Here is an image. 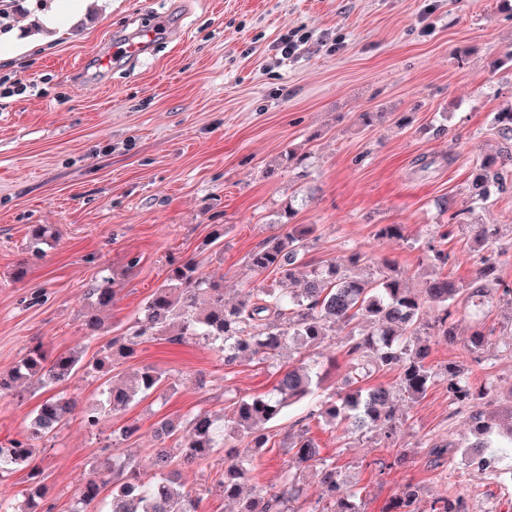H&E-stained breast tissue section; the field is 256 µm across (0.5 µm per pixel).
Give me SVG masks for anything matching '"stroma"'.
<instances>
[{
	"label": "stroma",
	"mask_w": 512,
	"mask_h": 512,
	"mask_svg": "<svg viewBox=\"0 0 512 512\" xmlns=\"http://www.w3.org/2000/svg\"><path fill=\"white\" fill-rule=\"evenodd\" d=\"M86 2L71 14L67 0H0V32L14 36L0 54V80L30 84L0 99V372L36 344L52 355L78 348L92 360L140 316L174 258L194 260L203 276L223 282L230 302L252 288L280 287L279 274H255L247 259L288 232L281 213L289 202L294 224L316 228L310 265L344 266L358 252L371 267L390 265L417 292L437 268L469 279L474 229L486 224L501 232L497 274L512 284V191L464 224L449 219L465 206L473 163L500 147L492 113L512 102V66L504 62L512 12L500 0ZM155 17L169 31L150 54L129 67L101 65L113 41ZM294 30L308 41L282 58L277 40ZM362 112L386 118L366 126ZM290 150L303 155L301 166L288 164ZM422 155L435 160L425 171L414 164ZM448 155L454 163H445ZM35 224L54 229L37 253L29 246ZM386 224L403 225V238L380 237ZM437 248L448 255L445 266L434 264ZM105 273L115 299L104 336L90 344L80 319ZM477 330L488 342L474 357L461 342ZM458 333L459 343H433V363L462 367L473 387L511 395L512 307L460 313ZM344 339L340 330L324 349L228 365L208 342L155 336L110 375L80 371L57 387L78 410L37 444L51 512H72L96 461H128L151 479L158 420L231 414L238 399L272 392L287 363L320 362L321 395L339 391L349 370ZM147 365L165 372L164 384L87 429L81 409L98 401L108 377L129 379ZM47 395L27 383L0 395V446L28 435ZM312 408L302 401L267 425L250 484L281 483L288 432ZM400 410L404 423L389 439L373 428L345 440L310 423L322 457L335 460L347 488L360 490V512H383L408 483L419 489L418 512H430L443 494L464 497L467 512H512V458L483 475L462 451L452 465L431 464L427 442L466 423L445 383L403 399ZM129 424L138 431L122 439ZM226 459L221 448L178 469L200 512L234 510L217 487Z\"/></svg>",
	"instance_id": "stroma-1"
}]
</instances>
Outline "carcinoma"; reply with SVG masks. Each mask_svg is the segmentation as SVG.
<instances>
[{"instance_id":"1","label":"carcinoma","mask_w":512,"mask_h":512,"mask_svg":"<svg viewBox=\"0 0 512 512\" xmlns=\"http://www.w3.org/2000/svg\"><path fill=\"white\" fill-rule=\"evenodd\" d=\"M491 126L503 141V149L473 164L468 183L470 206L453 212V220H462L463 215L512 189V103L493 113ZM314 232L311 226L294 227L269 238L249 254V267L254 272L271 270L284 281L295 280L300 269H306L302 288L293 292L284 288H255L244 299L229 303L224 299L223 285L203 276L194 261H172L166 284L152 293L141 317L103 347L93 369L112 371V362L131 357L135 347L150 336L168 335L177 343L194 339L217 343L224 351V362L231 364L239 358H272L293 341L320 348L336 336L339 327L347 330L345 354L353 377L348 389L318 401L309 418L323 419L341 429L345 438L380 424L386 426L388 433H394L400 420L392 387L368 386L364 381L372 365L395 368L399 371L398 390L410 398L426 393L441 377L448 384V395L457 411L479 400L491 408L489 412L479 409L468 415L473 439L464 443L451 438L436 442L430 445V454L440 460L453 455L457 448H477L480 473L501 456H512V394L508 401L501 402L488 390L474 391L455 367L442 372L435 370L428 362L430 341L419 338L427 304L436 308L437 315L427 326L426 335L450 343L457 338L456 315L461 307L470 303L489 304L495 299L512 305V287L495 277L502 256V251L494 247L499 229L482 225L475 230L478 261L468 282L459 284L434 275L426 281L422 296L380 269L361 273L367 260L360 253L352 255L348 268L309 267L305 256L308 239ZM90 295L92 302L82 315L81 327L84 338L94 341L105 330L101 313L112 307V278H102ZM360 322L369 324L364 333L356 330ZM85 367L79 351H62L49 357L41 347L34 346L9 373L0 374V394L13 391L21 381L40 387L55 386ZM163 378V371L146 366L129 382L112 381L103 398L83 410L86 426L98 428L107 415L122 412L138 396L159 389ZM322 380L317 362L282 367L271 393L236 402L222 425H217L209 412H198L187 422L177 454L162 447L152 449L155 473L149 484L135 470L123 465L92 466L91 477L80 497V508L75 512H87L109 486L112 490L107 512H199L201 499L181 489L171 466L177 459L185 464L204 461L220 442L240 436L249 442L243 450H235V457L218 481L224 498L238 504L237 512H298L295 504L303 496V487L295 474L288 475L278 486L256 485L247 495L243 485L249 473L251 449L262 448L267 442L264 425L279 419L288 406L312 395ZM75 409V400L61 394L43 399L30 424L29 436L0 447V474L31 466L35 442L59 429ZM287 452L300 463H314L318 467L321 496L311 512H359L353 502L356 493L343 488L335 462L320 456L319 445L309 436L307 425L293 431ZM45 495L43 484L31 483L23 494L25 512H50L43 509ZM417 498V487L407 483L387 512H417ZM431 512H465L463 498L439 496L433 500Z\"/></svg>"}]
</instances>
